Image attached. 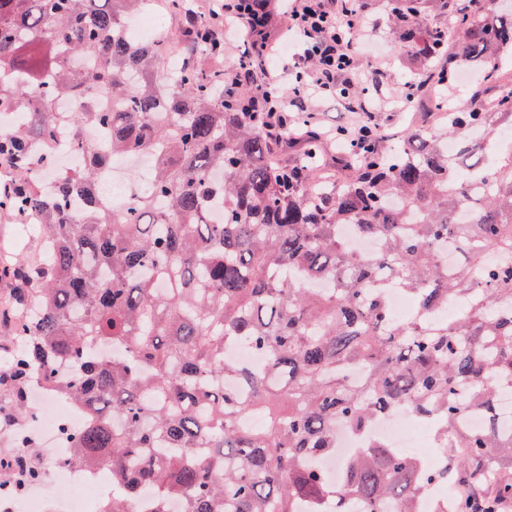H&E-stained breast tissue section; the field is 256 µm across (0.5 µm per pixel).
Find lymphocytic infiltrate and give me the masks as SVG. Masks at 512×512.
Listing matches in <instances>:
<instances>
[{
  "instance_id": "lymphocytic-infiltrate-1",
  "label": "lymphocytic infiltrate",
  "mask_w": 512,
  "mask_h": 512,
  "mask_svg": "<svg viewBox=\"0 0 512 512\" xmlns=\"http://www.w3.org/2000/svg\"><path fill=\"white\" fill-rule=\"evenodd\" d=\"M221 12L212 19L211 34L236 47L229 56L224 93L241 97L245 111L255 112L268 133H280L292 125L298 112L314 114L318 101L346 100L351 123L336 132L351 146L373 151L383 142L374 137L371 110L349 100L354 86L355 46L374 33V27L358 6V0H220ZM288 17V31L303 43L299 83L290 91L272 88L267 69L243 64L248 48L271 55L275 44L270 31L275 13Z\"/></svg>"
}]
</instances>
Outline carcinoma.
<instances>
[{
    "label": "carcinoma",
    "mask_w": 512,
    "mask_h": 512,
    "mask_svg": "<svg viewBox=\"0 0 512 512\" xmlns=\"http://www.w3.org/2000/svg\"><path fill=\"white\" fill-rule=\"evenodd\" d=\"M400 52L423 69L436 33L496 87L481 106L448 115L459 160L443 136L408 129L381 159L339 158L352 174H321L319 138L283 130L296 167L274 157L251 112L224 102V46L205 30L186 36L200 54L163 70L165 46L131 40L125 18L145 0H0V103L19 110L0 136V220L49 240L40 259L0 261V399L12 419L30 413L28 379L82 406L69 432L76 459L112 474L99 512H418L440 474L382 444L347 463L340 484L317 463L336 450L341 424L359 432L399 406L456 434L451 461L479 483L489 465L512 468V8L458 0H391ZM430 7L448 23L421 26ZM70 103L53 110L57 100ZM87 156L44 192L57 129ZM110 132L104 145L87 130ZM147 156L143 186L119 205L101 191L115 158ZM219 210L213 224L209 212ZM376 243L355 252L341 228ZM416 300L413 319L389 312L393 279ZM450 296L456 317L433 319ZM243 343L268 371L230 361ZM41 451L0 458L15 489L41 474ZM492 495H457L453 512H497L512 476Z\"/></svg>",
    "instance_id": "obj_1"
}]
</instances>
